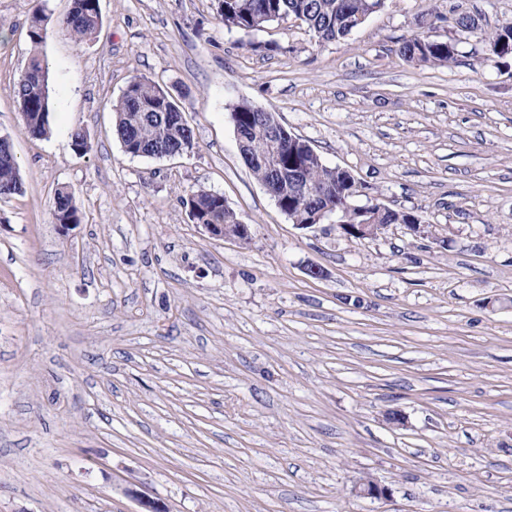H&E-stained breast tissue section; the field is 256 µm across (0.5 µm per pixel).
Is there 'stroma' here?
I'll return each instance as SVG.
<instances>
[{
    "mask_svg": "<svg viewBox=\"0 0 512 512\" xmlns=\"http://www.w3.org/2000/svg\"><path fill=\"white\" fill-rule=\"evenodd\" d=\"M461 3L478 31L449 22ZM99 6L86 43L47 28L36 139L15 96L36 4L0 0V135L23 177L0 200V512H139L138 491L166 512H512V55L481 39L512 0H384L322 44L292 18L227 29L217 0ZM420 33L456 61H405ZM136 75L179 101L193 151H124L111 106ZM241 100L422 232L298 229L241 158ZM201 190L246 242L190 220ZM362 478L390 496H356ZM53 218L61 227L79 224L80 217L73 195L67 189H59L55 194Z\"/></svg>",
    "mask_w": 512,
    "mask_h": 512,
    "instance_id": "obj_1",
    "label": "stroma"
}]
</instances>
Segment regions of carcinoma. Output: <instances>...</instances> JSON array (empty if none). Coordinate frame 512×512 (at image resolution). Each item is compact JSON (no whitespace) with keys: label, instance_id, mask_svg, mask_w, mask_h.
<instances>
[{"label":"carcinoma","instance_id":"1","mask_svg":"<svg viewBox=\"0 0 512 512\" xmlns=\"http://www.w3.org/2000/svg\"><path fill=\"white\" fill-rule=\"evenodd\" d=\"M383 5V0H218V15L228 29L260 31L269 23L292 17L304 23L317 42L345 39ZM48 16L40 6L32 14L29 38L33 53L20 75L15 93L25 132L33 138L50 133L48 74L38 51L46 37ZM101 24L99 0H72L69 12L58 20L59 30L80 44L93 38ZM487 46L512 45V21L485 33ZM399 55L428 65L446 66L456 56L453 42L416 35L402 43ZM113 133L132 156L181 155L195 147V138L184 111L162 87L139 77L131 78L112 106ZM233 127L241 134L240 153L256 178L272 188L283 211L307 224L313 213L328 206L337 208L342 197L355 192L356 181L347 173L323 163L306 146V140L288 133L273 113L248 101L228 108ZM22 177L16 158L0 162V197L18 194ZM184 205L195 224H232L233 214L224 196L200 191ZM53 218L57 224H78L80 217L73 195L56 192ZM382 224H418L419 216L394 210L383 215Z\"/></svg>","mask_w":512,"mask_h":512}]
</instances>
